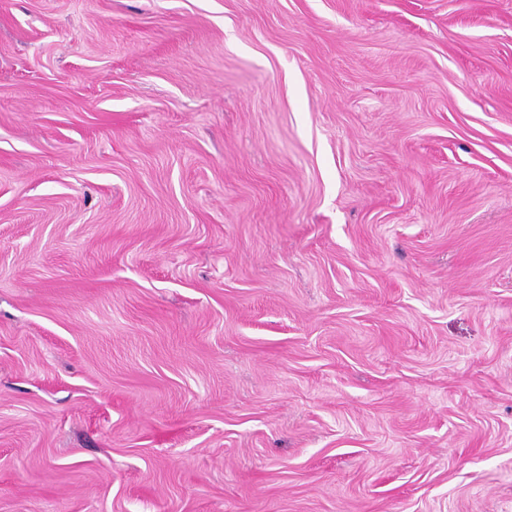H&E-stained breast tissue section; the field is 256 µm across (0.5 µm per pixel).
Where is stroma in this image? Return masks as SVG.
<instances>
[{"mask_svg": "<svg viewBox=\"0 0 512 512\" xmlns=\"http://www.w3.org/2000/svg\"><path fill=\"white\" fill-rule=\"evenodd\" d=\"M0 512H512V0H0Z\"/></svg>", "mask_w": 512, "mask_h": 512, "instance_id": "1", "label": "stroma"}]
</instances>
